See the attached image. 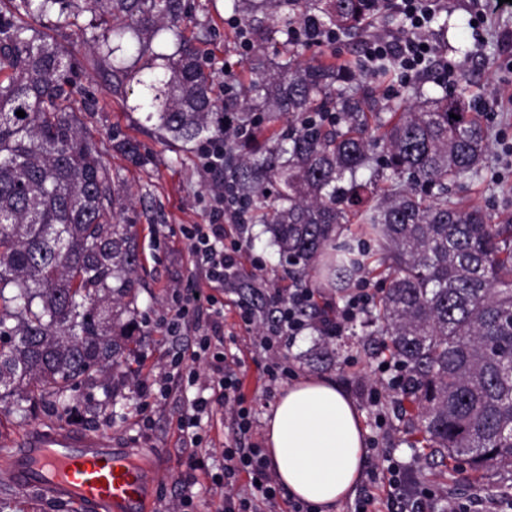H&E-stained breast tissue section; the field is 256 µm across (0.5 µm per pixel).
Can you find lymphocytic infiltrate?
I'll use <instances>...</instances> for the list:
<instances>
[{
	"mask_svg": "<svg viewBox=\"0 0 512 512\" xmlns=\"http://www.w3.org/2000/svg\"><path fill=\"white\" fill-rule=\"evenodd\" d=\"M397 8L409 22L406 33L386 39L377 37L368 42L365 58L368 62H392L405 77L424 70L435 54L434 46L426 44L421 30L431 21L433 0H398ZM226 144L216 141L201 153L202 165L210 177L209 193L213 202L211 220L206 224L181 227L180 233L189 245L194 265L204 272L205 288L179 290L174 298V314L165 324L167 335L177 337L189 329L199 335L192 352L194 360L204 362L209 371L218 378V390L210 395H197L191 404V412L180 421L182 431L187 432L191 444H199L197 429L204 416L209 415L214 404L233 405L241 396L240 380L231 367L224 352L213 349L212 338L221 332L220 320L224 313L216 309V291L232 284L239 275V248H225V223L242 224L245 210L241 202L227 191L224 182V155ZM269 298L275 305L277 317L268 336L262 337L264 347H271L276 336L292 335L304 328L303 314L316 306L317 293L311 288H293L288 292L271 289ZM372 296L365 289H357L336 312L318 317L315 326L325 336L340 333L345 325L366 313ZM224 477L234 479L246 473L252 484L247 496L225 494L219 504V512H256L259 505L276 503L281 490L270 473V467L259 448H226L224 451ZM433 494L407 492L404 478L396 468L386 473L371 471L366 489L360 496L354 512H373L375 504H382L385 512H428Z\"/></svg>",
	"mask_w": 512,
	"mask_h": 512,
	"instance_id": "lymphocytic-infiltrate-1",
	"label": "lymphocytic infiltrate"
}]
</instances>
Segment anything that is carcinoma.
Wrapping results in <instances>:
<instances>
[{
    "mask_svg": "<svg viewBox=\"0 0 512 512\" xmlns=\"http://www.w3.org/2000/svg\"><path fill=\"white\" fill-rule=\"evenodd\" d=\"M379 0H232L256 53L241 94L218 98L213 74L184 35L185 0H19L0 11V404L38 394L69 410L74 386L112 369L129 340L115 307L135 315L139 258L116 211L121 188L78 119L72 56L35 26L86 29L112 92L138 87L164 142H212L247 129V153L225 181L266 226L286 264L317 268L341 294L366 267L373 242L388 261L367 323L406 370L426 448L466 457L474 471L512 473V224L448 199V184L486 162L488 134L465 92L417 91L381 106L334 88L365 81L345 67L298 62L293 33L309 19L352 33ZM174 38L167 52L158 41ZM25 112V117L16 111ZM460 116L455 120L450 114ZM287 129H274L280 116ZM372 176L362 182L359 170ZM390 189L379 193V173ZM357 221L360 236L342 235Z\"/></svg>",
    "mask_w": 512,
    "mask_h": 512,
    "instance_id": "carcinoma-1",
    "label": "carcinoma"
}]
</instances>
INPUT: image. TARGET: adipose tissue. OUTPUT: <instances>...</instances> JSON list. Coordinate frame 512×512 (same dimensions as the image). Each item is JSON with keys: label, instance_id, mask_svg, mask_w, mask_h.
<instances>
[{"label": "adipose tissue", "instance_id": "1", "mask_svg": "<svg viewBox=\"0 0 512 512\" xmlns=\"http://www.w3.org/2000/svg\"><path fill=\"white\" fill-rule=\"evenodd\" d=\"M264 445L281 486L319 512H335L354 496L368 460L362 415L326 376L282 388L265 417Z\"/></svg>", "mask_w": 512, "mask_h": 512}]
</instances>
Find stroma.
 I'll return each instance as SVG.
<instances>
[{
    "mask_svg": "<svg viewBox=\"0 0 512 512\" xmlns=\"http://www.w3.org/2000/svg\"><path fill=\"white\" fill-rule=\"evenodd\" d=\"M224 4L225 0H188V32L208 53L216 84L230 82L239 87L251 80L248 53L227 23L229 13ZM435 15L436 22L422 32L437 49L430 70L403 86L397 85L391 71L373 78L370 89L378 99L406 97L419 85L434 91L441 83L443 64L456 63L466 74V96L475 106L474 115L488 133L489 153L480 175L449 186L448 195L460 206L481 207L493 223L512 224V171L506 169L498 143L502 136L512 141V111L496 110L491 103L494 93L512 94V12L490 16L477 27L473 24V0H438ZM406 26L403 16L387 4L355 35L344 37L333 47L305 48L302 58L332 64L339 58L360 57L371 35H392ZM58 41L73 54L86 97L96 103L94 111H80L79 117L132 198L120 219L132 225L137 236L138 314L117 366L76 388L69 415L55 417L38 400L30 401V411L24 415L0 411V457L19 448L24 435L36 427L91 434L112 447L137 450L145 464L151 512H178L188 495L193 496L197 512H210L225 490L241 495L248 491L249 479L243 473L232 486L220 482L225 446L238 439L263 444L264 415L289 376H329L352 397L363 415L371 466L382 465L388 457L400 467L410 487L427 488L435 495L457 500L466 504L469 512H512L504 495L512 487V475L491 470L480 476L467 461L453 462L420 448L409 430V420L417 413L415 405L396 403L390 395L377 407L366 402L364 389L384 382L387 375L381 370L384 339L366 335L361 322L347 325L333 337L340 357L331 365L305 360V353L320 338L312 328L290 338L278 353L259 348L255 338L264 328L266 313H259L257 321L246 326L236 315L234 303L250 299L257 280H264L270 288L291 287L293 280L277 247L257 223L243 233L232 224L224 227L225 242L239 241L242 253L239 278L221 296L223 351L241 381L240 395L253 426L249 433L240 434L234 414L218 406L201 422L199 446L184 443L179 421L197 394L184 375L193 369L204 377L208 371L189 355L192 337L177 340L166 336L163 324L173 313V287H189L199 278L179 228L208 223V177L199 151L184 152L161 141L142 112L130 110L121 96L113 94L102 67L94 64L92 53L80 40L66 32ZM116 137L137 143L143 157L140 164L113 151ZM179 350L185 353L182 380L173 384L167 396H142L138 388L142 377L164 378ZM275 363L287 367L289 376H272L270 367ZM9 482L8 474L0 470V512H79L75 506L59 504L39 492L10 487Z\"/></svg>",
    "mask_w": 512,
    "mask_h": 512,
    "instance_id": "35a3bbf8",
    "label": "stroma"
}]
</instances>
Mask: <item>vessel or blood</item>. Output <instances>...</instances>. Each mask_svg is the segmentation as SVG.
Here are the masks:
<instances>
[{
  "label": "vessel or blood",
  "instance_id": "b4317fda",
  "mask_svg": "<svg viewBox=\"0 0 512 512\" xmlns=\"http://www.w3.org/2000/svg\"><path fill=\"white\" fill-rule=\"evenodd\" d=\"M17 488L41 487L80 512H147L141 465L121 448L69 430H36L22 448L0 459Z\"/></svg>",
  "mask_w": 512,
  "mask_h": 512
}]
</instances>
